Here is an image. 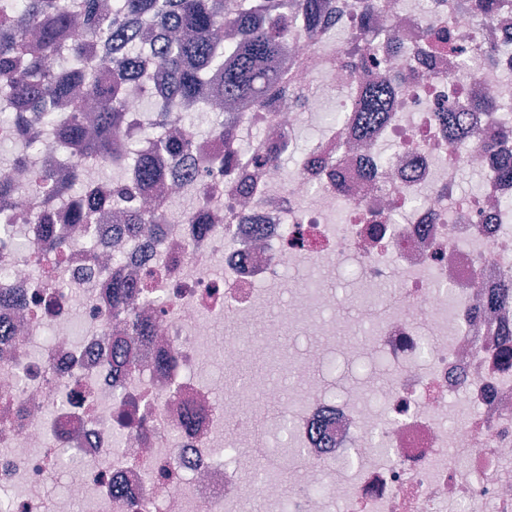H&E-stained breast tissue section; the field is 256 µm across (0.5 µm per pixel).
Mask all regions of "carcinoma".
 I'll return each instance as SVG.
<instances>
[{"instance_id":"1","label":"carcinoma","mask_w":512,"mask_h":512,"mask_svg":"<svg viewBox=\"0 0 512 512\" xmlns=\"http://www.w3.org/2000/svg\"><path fill=\"white\" fill-rule=\"evenodd\" d=\"M87 31L73 40L74 6L68 0H0V125L26 137L28 152L12 160L24 164L42 146L43 130L72 150V216L91 224L114 208L136 231L145 224H167L161 204L128 206L193 159L196 112L190 103L223 107L215 113L208 137L219 142L237 137L243 114L267 107L276 97L303 98L308 89L289 77L288 42L302 24L312 39L320 35L321 0H80ZM340 34L354 62L366 57L363 40ZM132 81L165 94L153 115L130 130L125 93ZM391 91L381 76L365 89L360 114L368 131L387 117ZM466 114L446 117L448 141L465 129ZM166 152L173 165L155 163L153 150ZM126 171L122 183L103 196L88 188L90 161ZM208 171H224V147L199 159ZM17 188L0 180V212L12 205ZM114 307L126 317L129 335L140 323L128 301L133 285L110 284Z\"/></svg>"}]
</instances>
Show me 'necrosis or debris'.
Listing matches in <instances>:
<instances>
[{"instance_id": "4bbe7bcc", "label": "necrosis or debris", "mask_w": 512, "mask_h": 512, "mask_svg": "<svg viewBox=\"0 0 512 512\" xmlns=\"http://www.w3.org/2000/svg\"><path fill=\"white\" fill-rule=\"evenodd\" d=\"M373 68H347L342 43L298 33L291 75L321 90L297 105L280 100L251 113L267 130L302 127L342 93L336 121L306 148L279 146L280 162L230 165L209 178L210 223L181 219L115 235L121 217L105 210L75 224L61 196L69 184L53 145L35 165L55 169L57 193L0 165L20 194L0 237V503L5 512H48L38 489L62 471L71 500L88 512H242L255 499L270 512H512V198L501 169L512 160V0L479 13L460 0H382L368 24ZM455 35L457 49L432 55L426 29ZM393 88L387 122L359 139L355 104L375 71ZM472 101L468 136L449 142L448 110ZM296 159L291 178L281 162ZM483 180L459 187L461 173ZM48 213L66 246L57 265L35 258L36 214ZM120 250L121 264L109 256ZM351 269L371 292L359 304L354 340L317 344L338 311L335 292L301 294L284 268ZM152 286L133 297L151 333L130 336L107 285L120 278ZM387 282L390 292H376ZM280 324L313 343L290 362L299 393L235 381L224 389L199 372L201 349L228 320ZM81 320L73 339L68 327ZM55 336L38 338L46 328ZM225 371L269 360L266 339L239 336L220 349ZM340 365L332 386L307 384L308 365ZM232 435H225V427ZM74 460L62 465L61 449ZM301 487L282 495L278 478Z\"/></svg>"}]
</instances>
